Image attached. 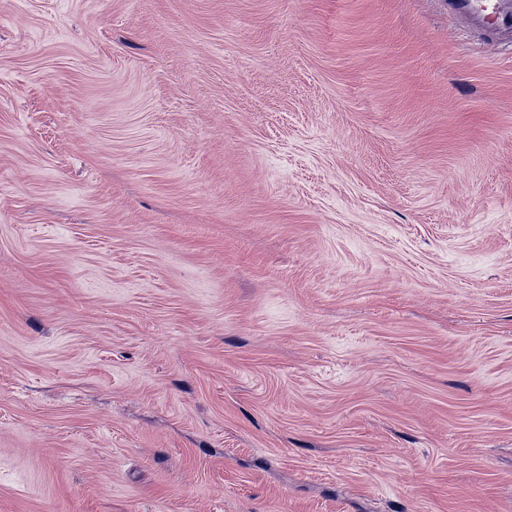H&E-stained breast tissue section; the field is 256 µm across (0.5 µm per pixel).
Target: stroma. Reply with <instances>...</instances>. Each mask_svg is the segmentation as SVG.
<instances>
[{"label":"stroma","instance_id":"35a3bbf8","mask_svg":"<svg viewBox=\"0 0 512 512\" xmlns=\"http://www.w3.org/2000/svg\"><path fill=\"white\" fill-rule=\"evenodd\" d=\"M0 512H512V42L0 0Z\"/></svg>","mask_w":512,"mask_h":512}]
</instances>
